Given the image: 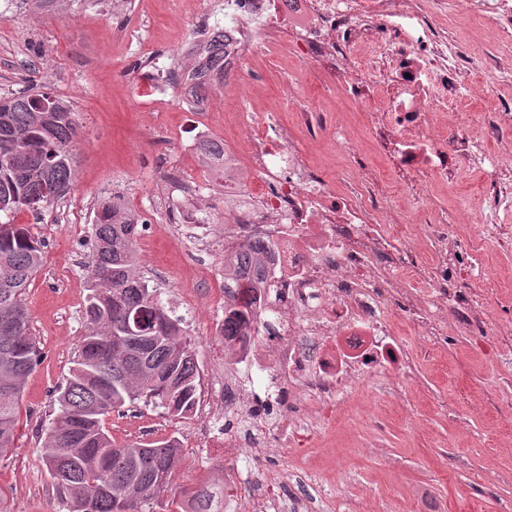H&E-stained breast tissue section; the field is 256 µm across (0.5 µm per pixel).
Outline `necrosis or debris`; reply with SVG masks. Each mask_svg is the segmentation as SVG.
I'll return each mask as SVG.
<instances>
[{
	"mask_svg": "<svg viewBox=\"0 0 512 512\" xmlns=\"http://www.w3.org/2000/svg\"><path fill=\"white\" fill-rule=\"evenodd\" d=\"M456 17L489 29L507 51L484 53L449 45L437 18ZM231 52L223 82L212 83L196 140H216L213 114L224 99L225 120L238 130L229 151L247 175L245 201L215 237L195 210L180 214L198 242H218L229 254L263 249V284L255 296L232 298L224 273L190 261L200 273L182 304L243 309L244 324L228 335L223 322L211 386L200 389L192 439L207 447L247 449L262 458L279 449L286 469L310 467V449L326 448L327 431L345 425L355 405L366 422L393 414L421 429L409 397L420 358L447 353L455 337L490 341L492 365L512 364V312L493 314L474 283L483 272L478 245L461 249L449 220L427 207L433 184L453 185L462 161L478 160L490 208L512 206V150L486 153L470 123L475 105L494 104L489 136L512 135V102L498 98L500 76L512 78V0H224ZM325 91L342 89L366 122L342 125L318 107L301 84L281 85L275 104L239 112L236 95L256 96L274 34ZM325 143L347 156L352 190L314 168L308 148ZM417 205L416 231L397 235V206ZM470 283L460 295L459 283ZM377 395L356 399L366 383ZM246 512H312L304 493L281 497L278 483L252 490L236 460H224V507Z\"/></svg>",
	"mask_w": 512,
	"mask_h": 512,
	"instance_id": "obj_1",
	"label": "necrosis or debris"
}]
</instances>
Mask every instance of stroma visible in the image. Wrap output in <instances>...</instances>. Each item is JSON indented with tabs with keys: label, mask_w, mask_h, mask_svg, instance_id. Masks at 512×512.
Instances as JSON below:
<instances>
[{
	"label": "stroma",
	"mask_w": 512,
	"mask_h": 512,
	"mask_svg": "<svg viewBox=\"0 0 512 512\" xmlns=\"http://www.w3.org/2000/svg\"><path fill=\"white\" fill-rule=\"evenodd\" d=\"M224 0H54L37 10L31 0H0V95L33 81L77 111L81 135L75 146V183L69 193L41 216L23 211L14 221L26 225L43 244V266L28 288L31 328L42 352L20 403L15 449L0 458V490L9 512H69L42 459L44 430L53 417L57 389L65 384L87 327L83 318L91 260L95 211L101 201L121 194L137 199L152 225L138 250L141 270L158 288L163 302L176 305L191 282L183 272L184 255L173 228L191 198L163 172L174 164L209 198L202 214L209 223L224 222L220 181L199 166L190 151L195 127L177 96L154 106L149 96L132 98L127 87L139 80L132 61L156 54L158 69H169L168 46L188 43L224 23ZM161 110V126L147 132L145 111ZM170 129L178 139L167 138ZM481 178L471 166L461 168L456 190L434 187L429 204L452 212L458 197L481 208ZM487 281L512 305V245L494 237L482 240ZM424 393L444 391L453 412L469 424L455 426L439 410L419 403L426 425L408 430L391 420L382 430L397 471L353 455L355 439L337 431L332 446L350 473L345 493L370 484L382 492L388 512H410L409 487L430 480L447 503V512H512V455L499 453L496 442L512 437V391L494 392L496 377L466 336L458 337L438 365L421 367ZM105 426L119 443L164 439L189 440L182 419L150 408L112 413ZM500 478L481 481L487 469ZM224 476V459L216 449L195 443L182 451V464L154 512H172V500L208 479Z\"/></svg>",
	"instance_id": "1"
}]
</instances>
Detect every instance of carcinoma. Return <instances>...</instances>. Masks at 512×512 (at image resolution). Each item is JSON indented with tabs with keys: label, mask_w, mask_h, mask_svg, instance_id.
<instances>
[{
	"label": "carcinoma",
	"mask_w": 512,
	"mask_h": 512,
	"mask_svg": "<svg viewBox=\"0 0 512 512\" xmlns=\"http://www.w3.org/2000/svg\"><path fill=\"white\" fill-rule=\"evenodd\" d=\"M175 69L188 74L186 96L197 102L209 83L224 78V31L215 28L182 56ZM54 111L37 112L39 99ZM0 105V213L36 214L73 186L72 147L80 126L74 106L47 92L24 89ZM138 224L122 195L95 213V244L84 309L87 332L42 448L48 470L71 512H152L181 461L174 437L116 443L104 426L114 411L138 406L184 418L195 404L200 372L185 318L166 306L139 268ZM43 265L41 241L22 224H0V457L13 450L14 430L28 377L41 351L31 330L27 290ZM261 280L259 251L246 247L224 263V281L254 290ZM137 481L149 489L139 502L123 498ZM187 512H224V485L187 494Z\"/></svg>",
	"instance_id": "1"
}]
</instances>
